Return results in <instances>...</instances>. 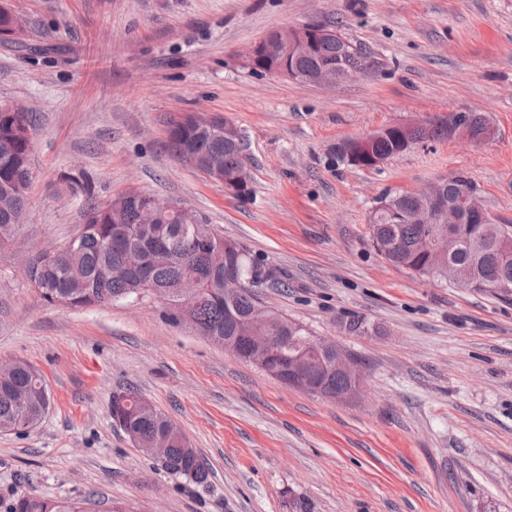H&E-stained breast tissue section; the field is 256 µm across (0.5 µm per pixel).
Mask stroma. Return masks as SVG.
<instances>
[{
    "label": "stroma",
    "mask_w": 512,
    "mask_h": 512,
    "mask_svg": "<svg viewBox=\"0 0 512 512\" xmlns=\"http://www.w3.org/2000/svg\"><path fill=\"white\" fill-rule=\"evenodd\" d=\"M27 49L0 45V103L41 117L26 218L0 249V360L44 375L51 406L0 434V499L93 496L91 512H512V294L440 285L389 264L369 217L389 191L470 178L512 224V0H11ZM336 29L375 72L315 86L251 71L239 51L282 27ZM220 114L246 143L251 192L166 148L175 114ZM481 112L482 143L431 140L374 169L334 145L380 128ZM99 201L137 189L196 214L271 276L261 302L352 353L364 397L289 387L165 315V304L77 310L42 301L20 254L82 226L63 177ZM365 317L378 334L354 336ZM133 389L211 471L166 474L111 418Z\"/></svg>",
    "instance_id": "35a3bbf8"
}]
</instances>
